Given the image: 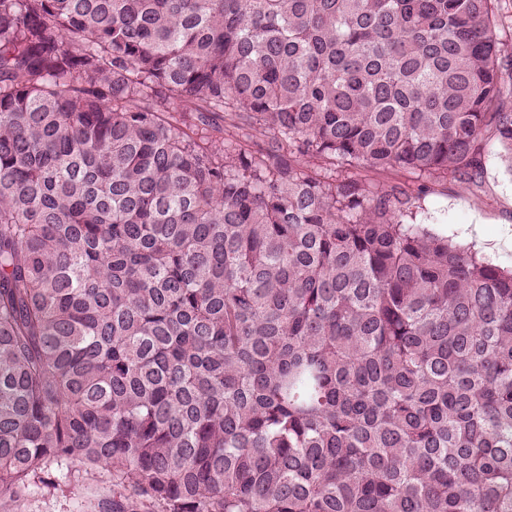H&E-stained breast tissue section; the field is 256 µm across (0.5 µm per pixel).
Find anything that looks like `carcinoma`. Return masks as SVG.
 I'll list each match as a JSON object with an SVG mask.
<instances>
[{"label": "carcinoma", "instance_id": "carcinoma-1", "mask_svg": "<svg viewBox=\"0 0 512 512\" xmlns=\"http://www.w3.org/2000/svg\"><path fill=\"white\" fill-rule=\"evenodd\" d=\"M506 2L0 0V512H512ZM499 152L496 150L487 157L480 187L468 188L450 179L435 186L425 200L428 217L425 223L437 224L434 227L442 228L443 233L457 242L475 240L478 247L489 251L497 247V239L504 235L505 229L510 228L509 233L512 229V206L506 204L512 197L510 161L504 152ZM474 224H480L484 236L496 241L484 239ZM470 229L469 241L465 233ZM64 491L37 492L19 506L18 512H112V482L104 469L72 467V475Z\"/></svg>", "mask_w": 512, "mask_h": 512}]
</instances>
